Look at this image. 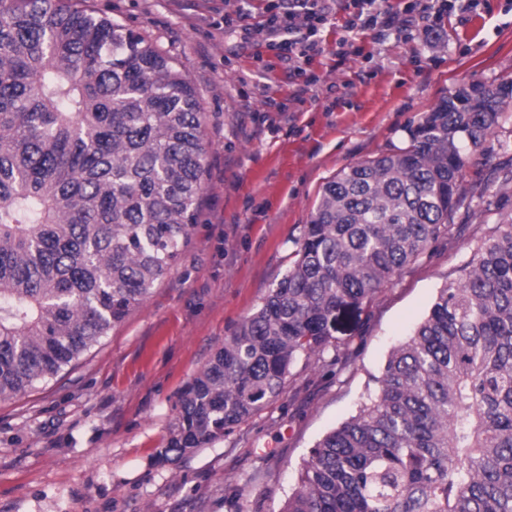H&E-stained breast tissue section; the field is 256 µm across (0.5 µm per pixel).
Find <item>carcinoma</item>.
<instances>
[{"label": "carcinoma", "instance_id": "cac0c4a2", "mask_svg": "<svg viewBox=\"0 0 512 512\" xmlns=\"http://www.w3.org/2000/svg\"><path fill=\"white\" fill-rule=\"evenodd\" d=\"M501 85L443 97L405 147L324 185L288 272L185 388L162 460L279 396L338 311L449 230L512 99ZM206 153L195 89L139 33L67 0H0V399L56 377L150 296L196 224ZM372 381L282 512H512V216Z\"/></svg>", "mask_w": 512, "mask_h": 512}]
</instances>
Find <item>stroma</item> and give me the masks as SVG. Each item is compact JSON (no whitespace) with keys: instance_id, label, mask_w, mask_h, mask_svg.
Returning <instances> with one entry per match:
<instances>
[{"instance_id":"stroma-1","label":"stroma","mask_w":512,"mask_h":512,"mask_svg":"<svg viewBox=\"0 0 512 512\" xmlns=\"http://www.w3.org/2000/svg\"><path fill=\"white\" fill-rule=\"evenodd\" d=\"M141 32L195 87L208 141L197 222L141 305L57 377L0 400V512H282L311 448L355 415L391 347L512 213V102L464 172L447 234L298 358L281 394L224 439L160 461L186 385L291 265L325 183L407 144L470 81L512 79V0H421L431 33L321 25L304 75L265 45L290 0H87ZM232 28L214 26L221 17Z\"/></svg>"}]
</instances>
